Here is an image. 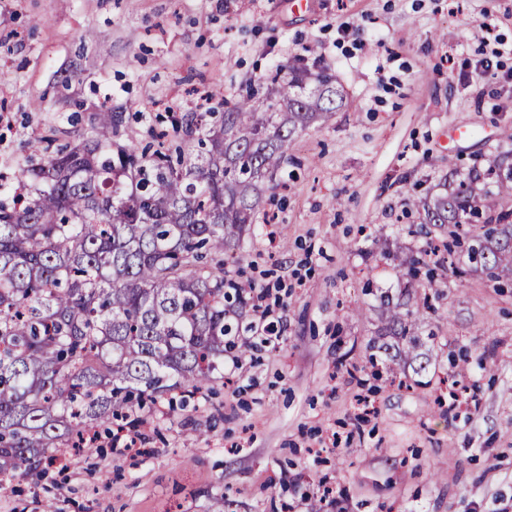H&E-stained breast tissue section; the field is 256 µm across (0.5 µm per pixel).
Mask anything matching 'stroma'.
<instances>
[{"instance_id": "35a3bbf8", "label": "stroma", "mask_w": 512, "mask_h": 512, "mask_svg": "<svg viewBox=\"0 0 512 512\" xmlns=\"http://www.w3.org/2000/svg\"><path fill=\"white\" fill-rule=\"evenodd\" d=\"M294 61L335 72L344 106L295 137L236 249L276 338L152 414L139 451L104 436L0 477V512H512V274L433 267L412 351L382 302L420 305L395 258L445 238L419 200L512 162V0H0V174L102 108L142 146Z\"/></svg>"}]
</instances>
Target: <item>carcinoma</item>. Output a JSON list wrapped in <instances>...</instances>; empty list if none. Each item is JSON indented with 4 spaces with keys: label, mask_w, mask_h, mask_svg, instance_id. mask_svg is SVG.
<instances>
[{
    "label": "carcinoma",
    "mask_w": 512,
    "mask_h": 512,
    "mask_svg": "<svg viewBox=\"0 0 512 512\" xmlns=\"http://www.w3.org/2000/svg\"><path fill=\"white\" fill-rule=\"evenodd\" d=\"M336 76L275 70L222 112L170 119L173 137L137 149L113 140L119 113L51 150L41 138L0 183V475L40 476L48 448L132 427L148 404L210 390L239 341L245 286L227 279L266 183L297 134L342 106ZM489 159L495 190L460 181L424 202L455 238L481 225L467 253L490 277L512 270V168ZM408 333L414 311L386 298Z\"/></svg>",
    "instance_id": "cac0c4a2"
}]
</instances>
